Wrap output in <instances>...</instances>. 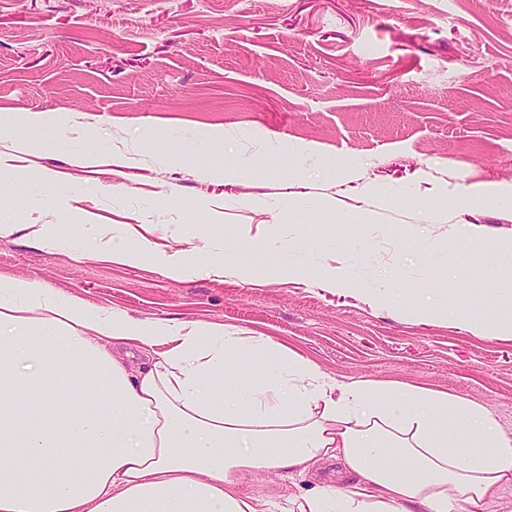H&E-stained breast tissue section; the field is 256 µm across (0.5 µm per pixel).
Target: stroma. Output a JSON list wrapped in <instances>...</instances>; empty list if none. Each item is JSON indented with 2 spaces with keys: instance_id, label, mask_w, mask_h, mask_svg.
<instances>
[{
  "instance_id": "35a3bbf8",
  "label": "stroma",
  "mask_w": 512,
  "mask_h": 512,
  "mask_svg": "<svg viewBox=\"0 0 512 512\" xmlns=\"http://www.w3.org/2000/svg\"><path fill=\"white\" fill-rule=\"evenodd\" d=\"M160 131L208 164L240 163L238 177L159 160ZM271 152L281 163L267 170ZM0 155L20 226L0 238L1 281L254 331L338 380L466 398L512 437V338L462 329L459 310L512 311V259L471 265L456 231L467 219L487 245L512 238V208L470 198L512 185V0H0ZM42 224L69 244L35 242ZM178 224L205 229L213 263L255 238L321 250L286 273L259 264L249 282L175 278L154 253H192ZM118 225L142 236L137 262L100 258ZM340 262L354 281L344 294L313 271ZM388 290L452 310L410 318ZM348 481L328 463L294 479L247 471L238 489L282 506Z\"/></svg>"
}]
</instances>
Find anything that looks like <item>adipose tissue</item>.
I'll list each match as a JSON object with an SVG mask.
<instances>
[{
    "label": "adipose tissue",
    "instance_id": "adipose-tissue-1",
    "mask_svg": "<svg viewBox=\"0 0 512 512\" xmlns=\"http://www.w3.org/2000/svg\"><path fill=\"white\" fill-rule=\"evenodd\" d=\"M289 245L225 248L244 281ZM150 353L139 372L135 353ZM354 477L282 512H471L512 480V438L444 392L328 378L244 329L143 321L0 284V512H258L243 470Z\"/></svg>",
    "mask_w": 512,
    "mask_h": 512
}]
</instances>
